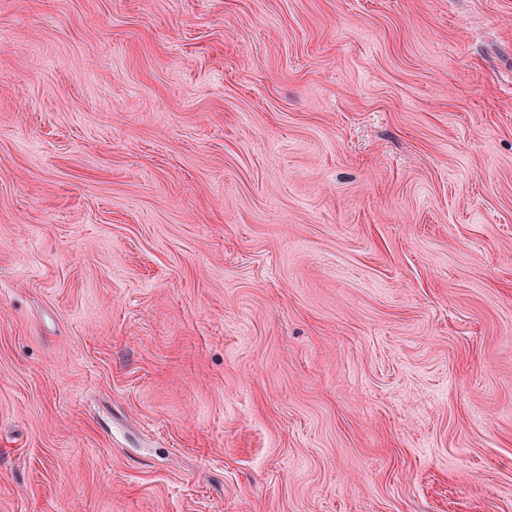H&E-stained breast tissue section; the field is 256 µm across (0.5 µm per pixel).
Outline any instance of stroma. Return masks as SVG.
Segmentation results:
<instances>
[{"label":"stroma","instance_id":"obj_1","mask_svg":"<svg viewBox=\"0 0 512 512\" xmlns=\"http://www.w3.org/2000/svg\"><path fill=\"white\" fill-rule=\"evenodd\" d=\"M0 512H512V0H0Z\"/></svg>","mask_w":512,"mask_h":512}]
</instances>
